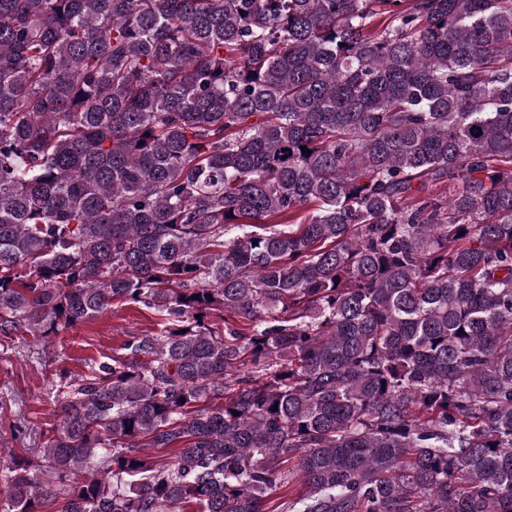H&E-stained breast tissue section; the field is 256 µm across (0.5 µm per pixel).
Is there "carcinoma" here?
Listing matches in <instances>:
<instances>
[{"instance_id": "1", "label": "carcinoma", "mask_w": 512, "mask_h": 512, "mask_svg": "<svg viewBox=\"0 0 512 512\" xmlns=\"http://www.w3.org/2000/svg\"><path fill=\"white\" fill-rule=\"evenodd\" d=\"M114 304L0 512H512V0H0V336Z\"/></svg>"}]
</instances>
